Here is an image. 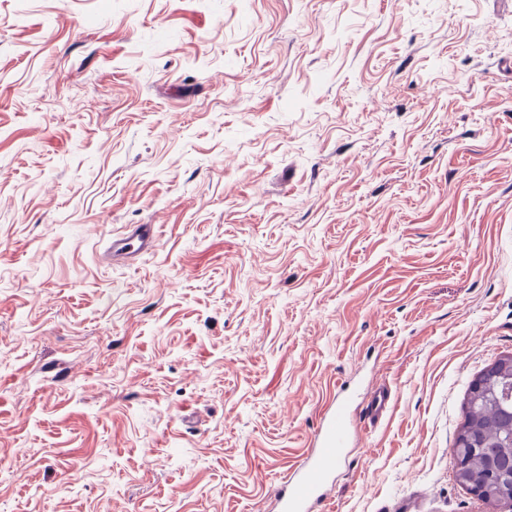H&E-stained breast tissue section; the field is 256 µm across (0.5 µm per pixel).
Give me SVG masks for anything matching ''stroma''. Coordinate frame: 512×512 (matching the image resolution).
Returning <instances> with one entry per match:
<instances>
[{"label": "stroma", "instance_id": "35a3bbf8", "mask_svg": "<svg viewBox=\"0 0 512 512\" xmlns=\"http://www.w3.org/2000/svg\"><path fill=\"white\" fill-rule=\"evenodd\" d=\"M507 355L512 0H0V512H273L340 394L325 512H503ZM156 244V234L151 225L132 226L127 234L112 241V256H128L151 250ZM498 359L499 366L492 374L484 375L483 381L492 389L489 398L475 401L473 382L466 400L465 419L460 426L452 448V458L465 448L471 474L483 479L495 459L499 469L512 473V356ZM511 362V376L501 374Z\"/></svg>", "mask_w": 512, "mask_h": 512}]
</instances>
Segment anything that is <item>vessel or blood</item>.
<instances>
[{"instance_id":"1","label":"vessel or blood","mask_w":512,"mask_h":512,"mask_svg":"<svg viewBox=\"0 0 512 512\" xmlns=\"http://www.w3.org/2000/svg\"><path fill=\"white\" fill-rule=\"evenodd\" d=\"M156 234L152 226H132L127 234L112 241V253L128 256L154 248ZM350 398L337 399L324 417L316 437V446L304 463L298 465L275 494V512H321L327 494L325 487L338 461L350 445L353 420Z\"/></svg>"}]
</instances>
